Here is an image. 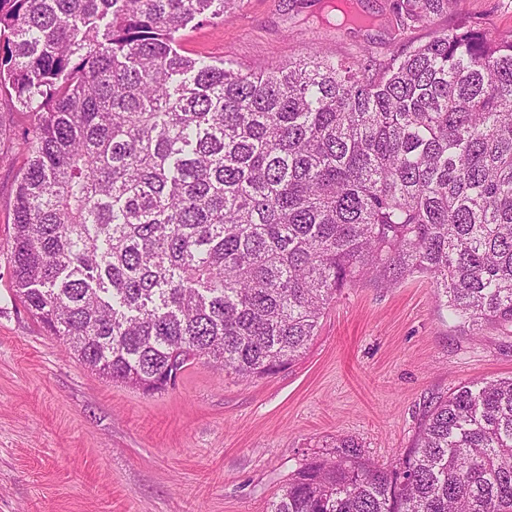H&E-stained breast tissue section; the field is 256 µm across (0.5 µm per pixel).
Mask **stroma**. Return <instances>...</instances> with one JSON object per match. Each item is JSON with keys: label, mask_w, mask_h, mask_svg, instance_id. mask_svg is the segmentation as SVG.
Instances as JSON below:
<instances>
[{"label": "stroma", "mask_w": 512, "mask_h": 512, "mask_svg": "<svg viewBox=\"0 0 512 512\" xmlns=\"http://www.w3.org/2000/svg\"><path fill=\"white\" fill-rule=\"evenodd\" d=\"M336 0H236L223 21L192 24L180 53L242 69L298 59L309 45L428 40L455 14L397 30L392 0H359L369 25L338 26ZM474 21L512 31V0H460ZM25 158L0 143V512H267L306 458L337 437L366 458L409 448L429 401L471 381L512 377V332L463 328L429 279L363 281L327 305L288 369L240 381L199 362L147 396L88 369L15 297L12 204Z\"/></svg>", "instance_id": "obj_1"}]
</instances>
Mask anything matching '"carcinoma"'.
Here are the masks:
<instances>
[{"label":"carcinoma","mask_w":512,"mask_h":512,"mask_svg":"<svg viewBox=\"0 0 512 512\" xmlns=\"http://www.w3.org/2000/svg\"><path fill=\"white\" fill-rule=\"evenodd\" d=\"M235 0H0V93L35 116L12 287L98 375L162 393L196 361L298 360L343 288L431 279L512 328V33L460 16L376 58L316 46L244 72L180 54ZM458 0H394L402 28ZM269 512H512V378L430 403L378 466L337 438Z\"/></svg>","instance_id":"carcinoma-1"}]
</instances>
